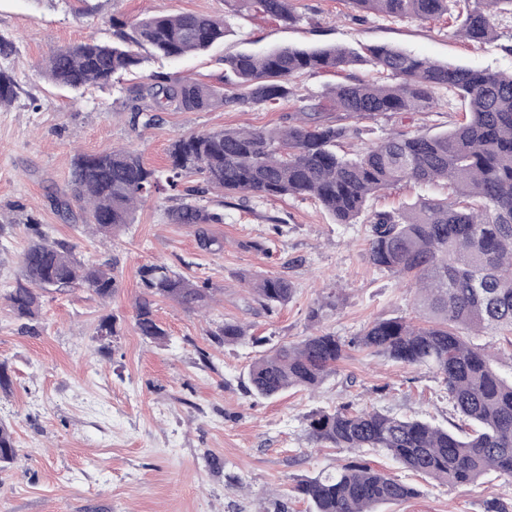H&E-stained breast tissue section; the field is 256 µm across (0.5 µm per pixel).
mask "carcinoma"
I'll list each match as a JSON object with an SVG mask.
<instances>
[{
	"label": "carcinoma",
	"mask_w": 512,
	"mask_h": 512,
	"mask_svg": "<svg viewBox=\"0 0 512 512\" xmlns=\"http://www.w3.org/2000/svg\"><path fill=\"white\" fill-rule=\"evenodd\" d=\"M285 25L299 20L292 0H236ZM359 13L435 21L454 19L455 35L486 43L498 38L496 18L512 15V0H346ZM226 19L194 13L157 14L130 25L121 43L88 40L54 51L43 70L56 84L80 89L106 84L141 59L133 47L150 46L164 58L178 59L209 50L224 39ZM361 63L379 74L371 83L339 82L326 100L298 107L288 122L271 128H218L180 135L168 148L167 186L175 190L187 175L202 178L206 190L225 197L247 193L258 198H311L337 224H368L367 261L407 281L423 324L404 317L373 321L359 335L343 340L320 332L300 342L273 347L255 358L249 391L276 398L292 389L315 390L333 372L346 350L360 349L409 366L433 371L448 405L459 416L449 431L418 416L399 417L343 404L307 418L309 438L320 445L361 451L381 450L404 468L451 484H473L495 472L512 482V380L494 367L485 348L467 335L483 330L512 333V71L477 69L417 57L387 45L358 51L330 46H280L267 53L224 57V90L190 78L152 74L147 91L155 109L185 112L225 104H274L294 96L291 80L305 72H343ZM17 82L0 68V105L16 98ZM446 89L466 104L454 125L436 133L394 132L353 153L342 142L357 138L355 123L379 115L431 112L435 93ZM443 186L445 197H423L395 211L368 210L371 199L400 184ZM162 189L154 170L130 148L73 157L69 198L84 224L108 236L130 223L137 206ZM174 224L197 225L203 249L216 244L204 224L224 223V213L183 203L170 213ZM7 224H25L35 240L22 253L20 274L5 295L20 318L35 316L43 293L84 288L101 300L112 297V273L89 264L57 241L32 213L0 212ZM144 296L135 303V325L146 340L166 333L157 323V298L202 308L217 289L197 285L165 264L139 269ZM265 309L291 299V283L277 276L249 282ZM226 345L253 343L246 326L226 321L213 333ZM18 456L13 433L0 423V464ZM310 512H377V506L417 495L406 483L367 463L349 462L299 483Z\"/></svg>",
	"instance_id": "carcinoma-1"
}]
</instances>
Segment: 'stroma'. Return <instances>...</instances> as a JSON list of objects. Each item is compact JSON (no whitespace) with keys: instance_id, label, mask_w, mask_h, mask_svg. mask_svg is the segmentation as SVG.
<instances>
[{"instance_id":"stroma-1","label":"stroma","mask_w":512,"mask_h":512,"mask_svg":"<svg viewBox=\"0 0 512 512\" xmlns=\"http://www.w3.org/2000/svg\"><path fill=\"white\" fill-rule=\"evenodd\" d=\"M294 7L300 21L287 27L252 11L234 12L230 0H0V40L12 45L0 66L17 80L14 103L0 108V211L20 206L37 215L52 238L111 268L118 282L106 301L82 289L45 295L31 320L0 305V363L11 380L9 390L0 391V422L10 426L20 450L0 469V512H308L297 484L350 461L369 462L417 489L416 497L379 512H487L493 501L512 512V485L497 474L454 486L409 471L382 452L310 442L307 415L344 403L444 427L457 423L429 369L351 349L316 391L291 390L269 400L248 391V367L263 347L212 339L227 321L247 325L274 346L319 330L347 339L377 319L415 317L405 282L367 263L364 224L334 223L318 203L299 197L237 194L225 204L201 193L197 176L146 197L133 223L107 238L89 233L80 213L57 208L75 151L128 146L163 172L177 135L279 125L299 102H318L338 80L306 73L293 81L296 100L204 112L170 108L156 112L146 129L134 116L154 112L151 98L139 95L153 73L187 76L229 94L225 55L284 44L371 43L442 63L512 69L511 18L500 21L496 41L477 44L454 37L442 21L359 15L344 0H294ZM160 11L220 16L230 32L200 55L148 56L105 86L70 92L42 74L56 49L90 39L118 42L113 20L130 24ZM436 96L434 111L361 122L360 137L346 140L345 150L399 130L451 127L464 107L447 92ZM183 203L223 209V223L206 227L218 248L201 249L195 228L171 223L169 211ZM31 238L23 224L0 232V294L14 285ZM150 263L218 290L215 302L197 310L155 299L166 332L158 343L143 339L134 320L143 292L138 269ZM257 275L291 281L288 304L266 312L248 289ZM329 298L334 307L312 323L310 310ZM108 314L117 320V334L102 341L97 327Z\"/></svg>"}]
</instances>
